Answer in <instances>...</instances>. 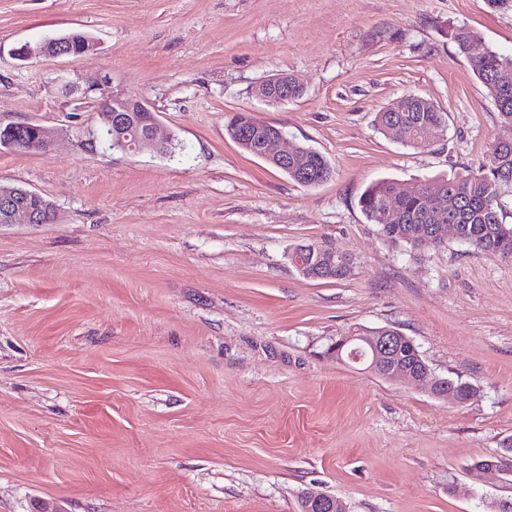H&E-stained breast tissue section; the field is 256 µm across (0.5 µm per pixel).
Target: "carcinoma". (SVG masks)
Wrapping results in <instances>:
<instances>
[{"mask_svg":"<svg viewBox=\"0 0 512 512\" xmlns=\"http://www.w3.org/2000/svg\"><path fill=\"white\" fill-rule=\"evenodd\" d=\"M478 33L462 25L453 29L451 39L458 51L465 55ZM63 44L78 52L91 37L71 32L57 37ZM477 80L493 99L503 122L512 124V81L504 83L501 73L512 74V56L493 50L470 61ZM247 113L237 112L229 118L227 126L237 125L247 133L245 142L256 151L261 141L277 127L263 122L246 120ZM376 126L383 133L398 128V137L404 146L421 143L428 131L444 135L447 129L446 113L429 99L409 93L376 114ZM271 167L292 181L315 186L328 181L333 175L330 161L310 147H298L288 158V167L275 163ZM512 189V144L491 147L486 160L477 167L450 176L420 180L407 192L398 191L393 182L383 179L368 185L358 199V206L366 219L379 226L381 234L395 244L412 250L439 246L444 240L432 237L441 224H455L454 240L461 246L473 248L493 257L512 258V210L504 201ZM396 197V208L387 213L381 202ZM458 206L454 218L448 216V198ZM291 260L298 271L313 280H343L353 268L352 256L333 253L324 242L299 244ZM422 355L414 342L402 345L393 360L413 371L422 369Z\"/></svg>","mask_w":512,"mask_h":512,"instance_id":"obj_1","label":"carcinoma"}]
</instances>
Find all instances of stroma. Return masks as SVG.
<instances>
[{
  "instance_id": "35a3bbf8",
  "label": "stroma",
  "mask_w": 512,
  "mask_h": 512,
  "mask_svg": "<svg viewBox=\"0 0 512 512\" xmlns=\"http://www.w3.org/2000/svg\"><path fill=\"white\" fill-rule=\"evenodd\" d=\"M512 54V0H0V127L54 132L0 147V185L32 190L47 224H0V512H300L320 491L348 512H489L512 481L474 462L512 441V260L447 241L407 252L357 200L388 179L477 166L512 138L450 38ZM81 31L94 51L20 60ZM276 73L304 93L270 106ZM110 78L148 102L175 154L99 144ZM431 99L443 138L377 130L399 97ZM247 111L309 145L331 180L303 186L225 132ZM352 256L303 277L293 249ZM391 327L459 404L330 352ZM292 77L287 73L270 75L254 87V95L267 105H280L288 102V96L291 99L299 98L303 94L304 88L293 83ZM40 130V133L42 134V140L44 141L45 144L49 145L50 144V137H49V133L48 131L40 126V125H37ZM20 138L25 142V146L26 147H23V148H19V149H45L46 146L45 144L43 143V141H41V139L38 137V135L28 131V130H25V132L23 134H21ZM23 141H21L17 135V132H16V128L15 127H12L10 126L8 128V131H7V134L6 135H0V145H5V146H8V147H11V148H15L17 145L19 144H22ZM324 242L299 244L295 247L291 260L298 271L313 280H343L353 268L352 256L333 253ZM314 250V254L312 252ZM319 261L316 263V261Z\"/></svg>"
}]
</instances>
